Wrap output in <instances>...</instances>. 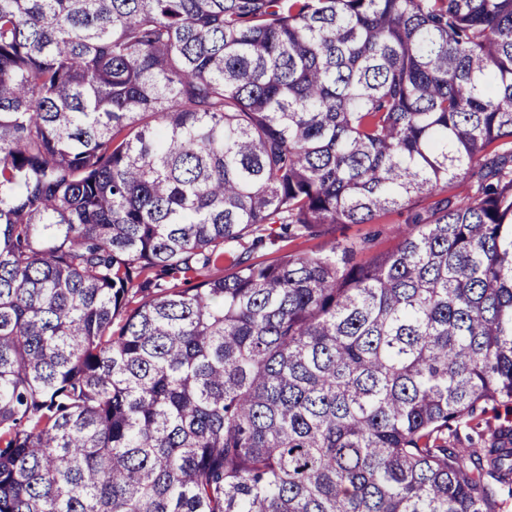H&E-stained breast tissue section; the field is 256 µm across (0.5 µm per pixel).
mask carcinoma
<instances>
[{
  "label": "carcinoma",
  "instance_id": "1",
  "mask_svg": "<svg viewBox=\"0 0 512 512\" xmlns=\"http://www.w3.org/2000/svg\"><path fill=\"white\" fill-rule=\"evenodd\" d=\"M490 403L512 0H0V512H497ZM406 212L392 211L381 214L370 224H337L328 234L316 238H297L284 242H271L268 231H257L253 237L263 239L252 253L259 261H273L285 251L311 252L336 242L342 246L354 245L358 248L356 260L365 262L376 254L392 249L397 241L391 230L395 225L404 224Z\"/></svg>",
  "mask_w": 512,
  "mask_h": 512
}]
</instances>
